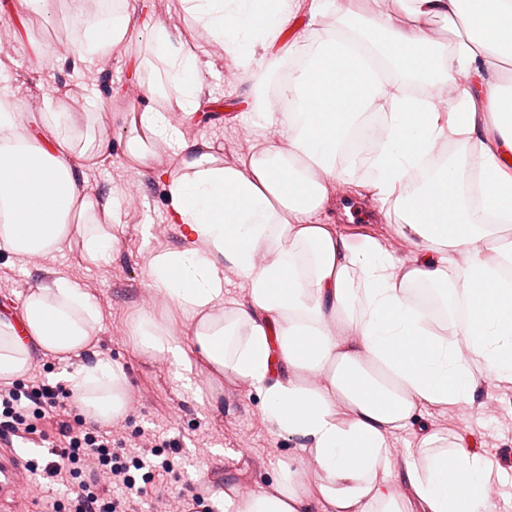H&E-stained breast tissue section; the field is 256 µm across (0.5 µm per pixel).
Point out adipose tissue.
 Segmentation results:
<instances>
[{"label": "adipose tissue", "instance_id": "adipose-tissue-1", "mask_svg": "<svg viewBox=\"0 0 512 512\" xmlns=\"http://www.w3.org/2000/svg\"><path fill=\"white\" fill-rule=\"evenodd\" d=\"M186 21L219 43L251 86L249 115L277 138L234 166L199 152L176 114L198 111V49L173 42L155 21L137 48L167 67L143 86L147 105L130 109L127 159L146 163L156 141L182 157L166 181L171 223L182 249L157 253L149 286L193 318L191 347L165 324L140 319L139 350L171 360L190 377L234 373L263 394L266 419L299 441L319 482L297 462L280 463L270 483L246 494L224 491V512H494L500 471L464 437L446 449L425 437L404 457L407 493L389 481L387 438L424 407L467 403L482 384H512V88L499 73L512 65V0H401L404 21L376 11L363 18L354 0H181ZM309 21L294 39L293 19ZM463 27L455 42L435 40L427 20ZM131 40L129 15L88 24L63 44L91 63ZM472 75L439 111L440 89ZM423 87V94L412 91ZM286 98L298 109L278 105ZM387 118L372 158L382 200H394L424 256L403 275L377 238L348 245L330 222L336 157L366 128ZM0 60V250L20 258L61 250L81 234L89 262L105 260L115 239L85 195L91 155L75 151L68 115L56 112L44 144ZM455 135L483 159L486 206L499 223L479 220L461 187L459 165L440 167L417 191L408 179L438 144ZM247 288L224 312V273ZM411 284L427 285L447 321L412 304ZM102 312L85 288L62 278L31 289L19 322L0 318V380L24 377L34 351L69 363L60 375L71 403L91 423L111 424L128 406L124 367L98 350Z\"/></svg>", "mask_w": 512, "mask_h": 512}]
</instances>
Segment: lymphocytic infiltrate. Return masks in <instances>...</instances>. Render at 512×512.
I'll use <instances>...</instances> for the list:
<instances>
[{"label": "lymphocytic infiltrate", "mask_w": 512, "mask_h": 512, "mask_svg": "<svg viewBox=\"0 0 512 512\" xmlns=\"http://www.w3.org/2000/svg\"><path fill=\"white\" fill-rule=\"evenodd\" d=\"M61 391L38 376L28 383L0 384V416L9 418L12 436L35 439L38 422H54L56 445L51 457L42 465L40 475L51 483L77 480L79 490L73 501L74 512H136L133 497H115V487L134 489L133 470L169 472L172 460L153 463L159 449L152 442L141 445L138 453L122 459L112 450V434L95 427H86L80 416L66 412Z\"/></svg>", "instance_id": "obj_1"}]
</instances>
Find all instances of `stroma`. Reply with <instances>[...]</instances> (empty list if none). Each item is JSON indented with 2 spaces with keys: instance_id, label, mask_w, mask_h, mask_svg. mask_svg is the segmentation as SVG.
I'll list each match as a JSON object with an SVG mask.
<instances>
[{
  "instance_id": "1",
  "label": "stroma",
  "mask_w": 512,
  "mask_h": 512,
  "mask_svg": "<svg viewBox=\"0 0 512 512\" xmlns=\"http://www.w3.org/2000/svg\"><path fill=\"white\" fill-rule=\"evenodd\" d=\"M14 0H0V58L11 60L20 96L34 116L45 112V99L60 95L78 136L75 148L89 140H105L108 151L97 153L83 172L84 189L105 211H118L116 240L111 259L87 262L79 237L69 248L48 256L19 258L0 250V304L20 308L30 289L48 278L65 277L80 283L98 302L103 318L98 332L103 354L118 361L127 373L131 395L138 399L130 411L126 434L141 430L160 431L175 443L172 473L159 481L169 493H199L196 512H224V486L251 491L266 484L281 462L299 452L297 443L263 416L262 395L225 373L216 386H209L205 365H197L191 380L180 378L175 366L141 355L132 337L138 317L151 315L175 324L178 335L190 334L191 324L147 287L148 265L156 250H176L184 244L182 225L169 223L165 183L161 170H177L175 156L157 148L147 167L126 160L122 154L129 129L120 113L130 92L153 74L152 67L137 66L133 52L114 53L107 81H100L99 67H85L69 58L34 56L31 42L50 45L77 31L63 7L54 18L33 32L10 31ZM123 12L138 21L134 41L147 39L145 26L162 20L172 39L198 43L207 64L196 76L203 108L220 105L219 114L198 122L194 141L203 152L214 154L224 164L235 165L261 140L274 139L273 130L254 127L248 114L249 85L232 76L216 44L196 41L183 19L180 0H125ZM338 199L355 211L367 214V222L338 219L340 231L351 246H360L362 234L387 236V250L398 269L414 264L420 255L400 232L401 218L395 204L383 202L372 185L371 172L353 168L338 171L332 184ZM427 433L445 438L460 435L501 470L503 481L492 491L498 512H512V465L505 449L512 448V385L492 390L478 389L470 403L451 409L426 408L407 428L388 440L393 462H401L408 449L416 447ZM73 490L50 485L28 475L19 500L10 512H56L74 499Z\"/></svg>"
}]
</instances>
